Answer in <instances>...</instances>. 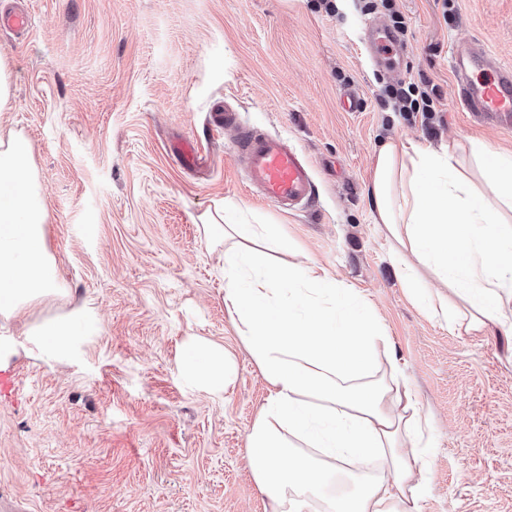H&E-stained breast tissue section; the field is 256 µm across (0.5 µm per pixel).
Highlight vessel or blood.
<instances>
[{"label":"vessel or blood","instance_id":"obj_1","mask_svg":"<svg viewBox=\"0 0 512 512\" xmlns=\"http://www.w3.org/2000/svg\"><path fill=\"white\" fill-rule=\"evenodd\" d=\"M490 71L488 80H472L474 70ZM451 70L461 106L478 123L512 130V66L477 48H454ZM218 124L233 131L230 151L249 192L285 212L310 207L317 185L311 164L286 137L242 122L232 105H225Z\"/></svg>","mask_w":512,"mask_h":512}]
</instances>
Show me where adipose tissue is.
Here are the masks:
<instances>
[{"label": "adipose tissue", "instance_id": "1", "mask_svg": "<svg viewBox=\"0 0 512 512\" xmlns=\"http://www.w3.org/2000/svg\"><path fill=\"white\" fill-rule=\"evenodd\" d=\"M375 220L391 241L405 288L449 333L495 325L512 335V155L476 143L453 147L391 139L368 186ZM234 207L210 217L205 236L224 246V306L260 370L267 397L248 435L249 466L267 512H420L430 462L428 425L412 387L378 363L386 342L355 288L314 262L282 266L288 243L269 224H241ZM48 212L29 142L0 136V316L59 294L46 246ZM444 287L425 293L426 274ZM98 319L71 311L32 323L23 339L0 336V362L25 347L52 361L85 345ZM180 372L223 393L234 360L189 341ZM342 492L327 495L331 484Z\"/></svg>", "mask_w": 512, "mask_h": 512}]
</instances>
